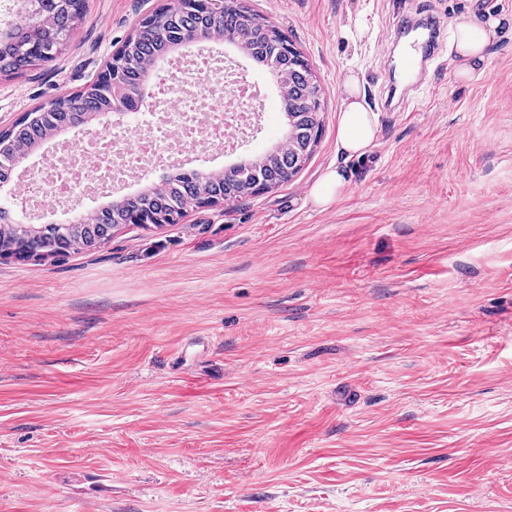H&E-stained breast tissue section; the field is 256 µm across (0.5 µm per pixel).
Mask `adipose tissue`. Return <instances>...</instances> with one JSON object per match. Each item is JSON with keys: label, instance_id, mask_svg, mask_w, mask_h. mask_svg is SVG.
Returning a JSON list of instances; mask_svg holds the SVG:
<instances>
[{"label": "adipose tissue", "instance_id": "adipose-tissue-1", "mask_svg": "<svg viewBox=\"0 0 512 512\" xmlns=\"http://www.w3.org/2000/svg\"><path fill=\"white\" fill-rule=\"evenodd\" d=\"M507 29L512 30V15H491L480 22L467 16L458 18L449 28L448 52L456 57L459 74L470 79L480 78L492 40ZM343 90L345 98L337 128V150L345 158H359L376 139L377 119L364 102L356 76L346 75Z\"/></svg>", "mask_w": 512, "mask_h": 512}]
</instances>
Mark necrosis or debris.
<instances>
[{
  "instance_id": "4bbe7bcc",
  "label": "necrosis or debris",
  "mask_w": 512,
  "mask_h": 512,
  "mask_svg": "<svg viewBox=\"0 0 512 512\" xmlns=\"http://www.w3.org/2000/svg\"><path fill=\"white\" fill-rule=\"evenodd\" d=\"M218 73L217 65L204 57L174 64L157 86L149 122L136 121L119 133L69 144L35 176L21 180L17 196L41 213L66 214L75 200L144 172L162 153L185 154L205 145L226 144L225 113H234L242 125L248 115L237 109L242 89L221 96L202 83V76Z\"/></svg>"
}]
</instances>
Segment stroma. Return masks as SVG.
Masks as SVG:
<instances>
[{"mask_svg": "<svg viewBox=\"0 0 512 512\" xmlns=\"http://www.w3.org/2000/svg\"><path fill=\"white\" fill-rule=\"evenodd\" d=\"M166 0H86L59 56L0 76V128L90 82ZM326 101L311 159L233 207L126 226L61 258L0 260V512H512V36L483 76L447 53L401 107L380 98L404 19L440 26L512 0H252ZM260 91L221 172L282 143L273 77L203 42ZM378 116L336 149L346 71ZM348 185L310 192L330 167ZM160 164L89 196L159 184ZM347 185L342 168H329L313 187L310 197L315 206L326 208L334 203Z\"/></svg>", "mask_w": 512, "mask_h": 512, "instance_id": "1", "label": "stroma"}]
</instances>
